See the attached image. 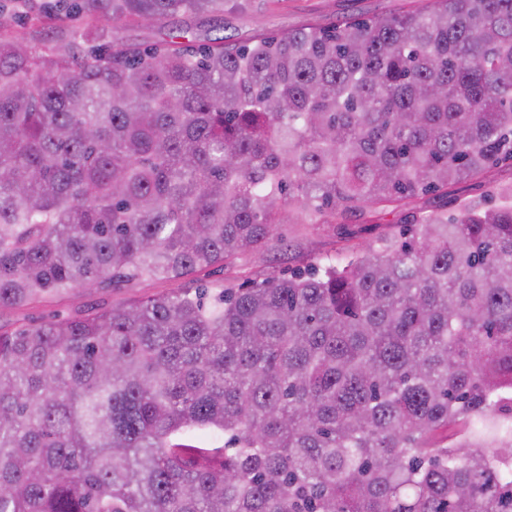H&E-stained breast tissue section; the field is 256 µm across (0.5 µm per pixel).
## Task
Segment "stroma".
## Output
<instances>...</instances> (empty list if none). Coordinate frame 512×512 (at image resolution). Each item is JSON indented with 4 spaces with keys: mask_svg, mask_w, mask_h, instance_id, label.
<instances>
[{
    "mask_svg": "<svg viewBox=\"0 0 512 512\" xmlns=\"http://www.w3.org/2000/svg\"><path fill=\"white\" fill-rule=\"evenodd\" d=\"M48 0H30L23 14L5 12L0 17V38L32 46L56 45L71 31L84 28L82 17L66 21L64 27L38 25L37 14ZM415 0H251L248 8L206 16L192 22L193 40L202 42L227 37L246 43L264 35H281L310 24L329 25L348 15L367 17L389 13L414 4ZM512 183V164L493 168L485 177L451 188L448 210L456 212L460 203L490 197L498 185ZM288 244L282 248L258 247L227 264H216L177 279H141L123 282L108 290L76 289L62 296H48L27 306L0 311V329L11 332L56 317L99 310L115 303H135L161 295L195 291L198 288L230 291L253 283L314 271L336 262L353 247L372 242L374 232L363 217L353 216L343 224H285L279 229Z\"/></svg>",
    "mask_w": 512,
    "mask_h": 512,
    "instance_id": "stroma-1",
    "label": "stroma"
}]
</instances>
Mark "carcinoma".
Returning a JSON list of instances; mask_svg holds the SVG:
<instances>
[{"label":"carcinoma","mask_w":512,"mask_h":512,"mask_svg":"<svg viewBox=\"0 0 512 512\" xmlns=\"http://www.w3.org/2000/svg\"><path fill=\"white\" fill-rule=\"evenodd\" d=\"M58 0L0 40V310L187 275L281 224L402 211L322 272L0 331V512H512V0H424L237 46ZM212 429L222 448L175 442ZM49 0H32L29 2L27 14L14 15L10 9V2H3L8 6L4 14L3 24L0 26V38L7 41H20L32 46L56 45L64 43L70 33L86 26V21L80 17H72L65 22V28L52 25H37L38 11L42 10ZM512 183V164L493 168L485 177L456 185L448 194V216L456 213L460 203L469 200L491 198L499 184Z\"/></svg>","instance_id":"carcinoma-1"}]
</instances>
